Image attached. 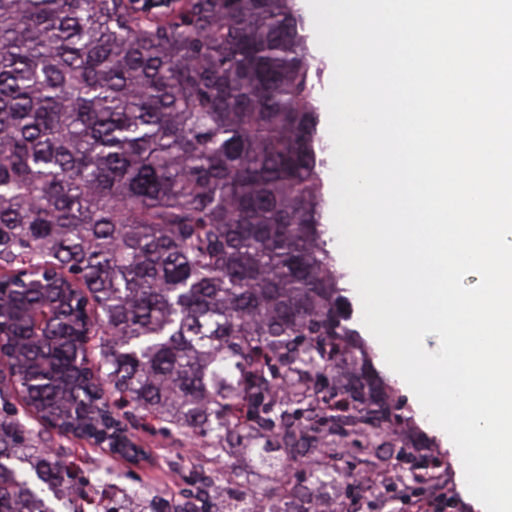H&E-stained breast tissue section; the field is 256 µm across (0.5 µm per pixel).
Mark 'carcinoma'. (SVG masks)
Segmentation results:
<instances>
[{"instance_id": "obj_1", "label": "carcinoma", "mask_w": 512, "mask_h": 512, "mask_svg": "<svg viewBox=\"0 0 512 512\" xmlns=\"http://www.w3.org/2000/svg\"><path fill=\"white\" fill-rule=\"evenodd\" d=\"M297 0H0V268L53 265L87 301L98 358L68 336L54 367L92 370L50 387L57 415L86 413L105 448L122 419L189 432L233 459L224 512H318L336 434L376 444L373 467H440L416 455L345 308L324 240L316 147L320 71ZM0 512H78L81 482L18 417L31 369L4 337ZM311 467L294 496L283 462ZM136 492L112 512H209Z\"/></svg>"}]
</instances>
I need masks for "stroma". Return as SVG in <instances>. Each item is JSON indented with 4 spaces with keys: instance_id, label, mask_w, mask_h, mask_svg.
<instances>
[{
    "instance_id": "35a3bbf8",
    "label": "stroma",
    "mask_w": 512,
    "mask_h": 512,
    "mask_svg": "<svg viewBox=\"0 0 512 512\" xmlns=\"http://www.w3.org/2000/svg\"><path fill=\"white\" fill-rule=\"evenodd\" d=\"M368 343L374 353L375 366L388 378L400 414L408 420L410 430L421 438L429 453L438 456L442 462L448 478V496L453 503L451 512H473L467 493L460 488L463 473L460 457L451 455L445 433L422 414L414 393L392 377L376 338H369ZM19 415L26 419L28 427L39 433L43 447L64 451L66 462L83 470L86 483L79 486L75 494L83 512H110L112 489L116 486L129 490L142 486L153 492L164 490L178 494L179 488L171 482L169 467L170 461L175 459L181 460L187 472L201 468L214 477L224 473L223 461L213 459L210 450L197 448L195 439L187 435H163L142 428L138 423H130V433L149 455L148 460L134 463L116 459L105 450L75 438L59 435L46 428L33 412L23 409ZM107 471L117 475L116 484L103 482V474ZM392 496L390 484L379 479L371 485H349L347 492L337 493L336 499L342 504L340 512H395L397 504Z\"/></svg>"
}]
</instances>
